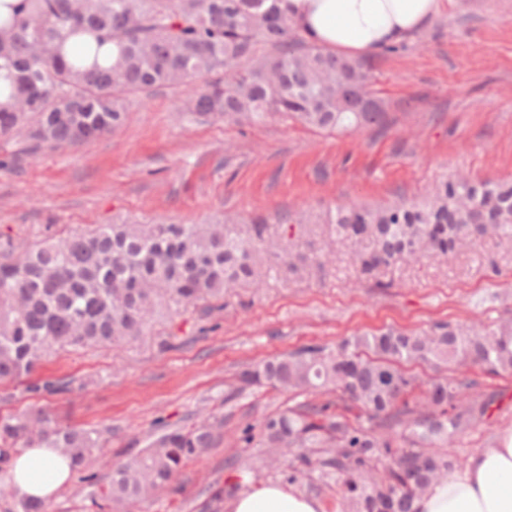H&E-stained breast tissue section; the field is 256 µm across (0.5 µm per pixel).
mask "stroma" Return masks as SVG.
Returning a JSON list of instances; mask_svg holds the SVG:
<instances>
[{
  "instance_id": "1",
  "label": "stroma",
  "mask_w": 512,
  "mask_h": 512,
  "mask_svg": "<svg viewBox=\"0 0 512 512\" xmlns=\"http://www.w3.org/2000/svg\"><path fill=\"white\" fill-rule=\"evenodd\" d=\"M385 126L328 132L273 116L235 126L192 115L193 87L142 93L120 130L79 146L46 148L0 169V237L37 242L117 218L203 224L219 215L267 219L266 237L306 255L298 270L266 264L257 284L225 288L224 307L201 318L174 306L138 339L112 348L62 349L39 375L71 392L34 401L18 384L0 415L34 406L102 432L89 471L106 474L123 448L141 449L158 422L222 421L217 447L189 461L170 490L130 512H201L209 483L241 477L260 456L242 447L244 425L296 406L298 397L250 387L227 400L243 369L354 332L422 331L442 321L512 320V245L485 238L445 258L397 260L360 276L355 246L323 211L417 199L445 178L512 179V0H450L397 50L371 55ZM499 409L456 436L463 457L512 429V372L482 378Z\"/></svg>"
}]
</instances>
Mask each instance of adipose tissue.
Instances as JSON below:
<instances>
[{
    "mask_svg": "<svg viewBox=\"0 0 512 512\" xmlns=\"http://www.w3.org/2000/svg\"><path fill=\"white\" fill-rule=\"evenodd\" d=\"M288 12L312 43L357 58L398 43L432 17L447 0H287ZM70 478L67 461L52 448L19 455L9 485L20 499L50 502ZM227 512H324L321 501L290 486L250 484L225 505ZM414 512H512V431L475 451L464 467L427 488Z\"/></svg>",
    "mask_w": 512,
    "mask_h": 512,
    "instance_id": "obj_1",
    "label": "adipose tissue"
}]
</instances>
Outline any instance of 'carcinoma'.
I'll list each match as a JSON object with an SVG mask.
<instances>
[{"label":"carcinoma","instance_id":"carcinoma-1","mask_svg":"<svg viewBox=\"0 0 512 512\" xmlns=\"http://www.w3.org/2000/svg\"><path fill=\"white\" fill-rule=\"evenodd\" d=\"M284 0H17L0 21V71L12 104L0 107V138L21 137L26 151L79 144L124 125L130 98L161 86H200L188 111L256 123L293 116L323 130L357 131L386 118L382 101L354 89L372 66L306 44ZM79 54L66 59L67 46ZM117 53L108 66L102 50ZM327 223L343 241H369L358 254L371 276L396 259L447 256L461 242L512 243V181L464 176L437 183L422 199L386 206H338ZM265 220L244 237L229 220L210 224H106L50 236L33 246L0 241V381L28 377L23 393L46 398L71 382L31 374L53 349L136 339L148 318L173 300L204 302L203 317L224 308V287L248 283L259 257L305 261L264 238ZM472 365L512 371V321L482 329L435 323L422 333H363L332 348L311 344L242 372L245 386L336 394L267 417L242 441L264 448L259 467L294 484L317 478L336 487L349 512H414L415 497L461 467L453 437L488 421L498 398L465 372L427 382L402 364ZM217 425L171 429L161 423L145 448L101 481L85 470L98 441L47 413L0 416V474L27 448H57L88 488L92 506L126 508L165 490L187 462L215 445ZM237 486L211 494L210 512Z\"/></svg>","mask_w":512,"mask_h":512}]
</instances>
